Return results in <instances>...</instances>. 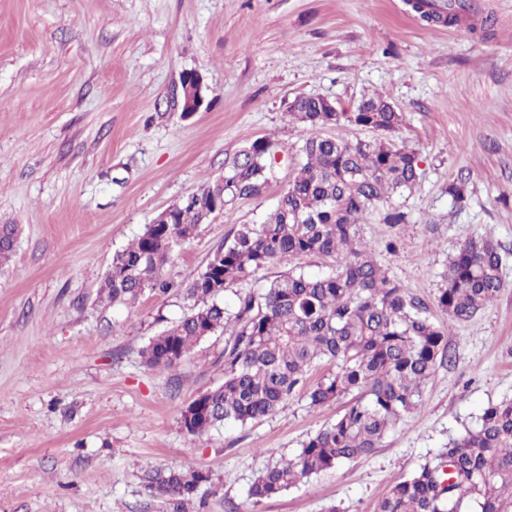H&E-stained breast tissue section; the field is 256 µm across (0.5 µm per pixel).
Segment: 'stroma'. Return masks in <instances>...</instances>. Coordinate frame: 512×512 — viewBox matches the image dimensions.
Returning <instances> with one entry per match:
<instances>
[{"instance_id": "35a3bbf8", "label": "stroma", "mask_w": 512, "mask_h": 512, "mask_svg": "<svg viewBox=\"0 0 512 512\" xmlns=\"http://www.w3.org/2000/svg\"><path fill=\"white\" fill-rule=\"evenodd\" d=\"M474 3L442 25L408 0H0V224L20 227L0 265V512H169L144 486L160 467L210 472L200 512H374L488 404L512 399V0ZM187 72L210 88L190 115L173 97ZM375 92L401 113L394 141L416 150L421 177L393 198L405 223H383L381 204L370 212L367 248L440 324V275L470 238L498 242L504 287L452 325L451 362L379 448L257 503L255 475L345 401L313 410L300 391L273 415L192 435L181 411L223 383L226 334L171 370L147 369L141 351L191 308L182 283L287 188L309 134L289 101L320 96L349 112ZM258 138L277 145L264 195L174 248L168 293L100 302L113 253ZM459 178L460 207L448 195ZM334 265L294 257L222 300L232 309L289 270Z\"/></svg>"}]
</instances>
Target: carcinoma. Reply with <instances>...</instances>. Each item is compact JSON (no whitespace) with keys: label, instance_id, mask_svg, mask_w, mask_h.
<instances>
[{"label":"carcinoma","instance_id":"1","mask_svg":"<svg viewBox=\"0 0 512 512\" xmlns=\"http://www.w3.org/2000/svg\"><path fill=\"white\" fill-rule=\"evenodd\" d=\"M425 7V2L415 5L422 17L443 23L472 11L467 0H446L443 11ZM288 111L311 130L299 148L304 162L288 189L263 223L240 225L231 242L213 251L185 288L193 308L142 350L146 366L171 369L201 340L218 330L229 333L224 382L181 412L191 435L274 414L306 387L307 373L321 364L328 372L306 387L309 407L355 395L295 456L257 475L248 489L257 502L379 447L418 407L438 365L451 358L449 326L473 318L504 288L497 245L487 237L471 239L448 258L437 291L448 325L432 322L425 304L387 275L359 236L371 207L412 190L420 178L416 152L389 139L401 114L380 95L363 97L351 112H323L317 98L302 96ZM343 123L375 130L382 138L350 142L320 133ZM271 149V141L257 139L225 167L224 204L264 194ZM213 192H218L216 183L201 186L168 207L166 223L147 225L137 240L115 252L99 294L128 307L147 291L167 293L164 269L173 248L207 221L197 199ZM18 232L16 224H0V264L11 258ZM307 255L334 257L336 267L317 275L290 270L260 292L239 294L234 312L224 308L220 296L228 285ZM144 481L150 495L168 501L173 512H187V502L211 482V475L160 468L147 472ZM467 508L512 512V400L489 405L447 448L401 476L376 512Z\"/></svg>","mask_w":512,"mask_h":512}]
</instances>
